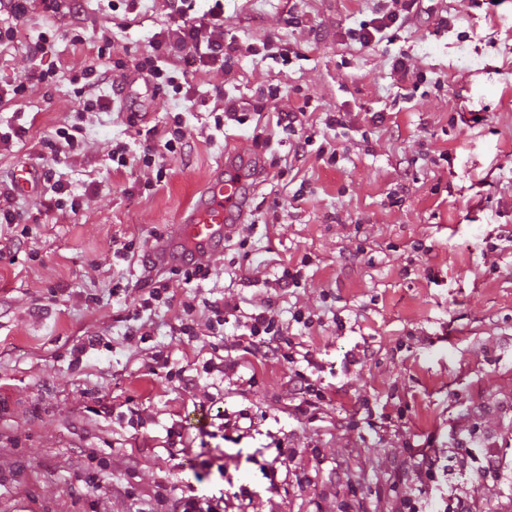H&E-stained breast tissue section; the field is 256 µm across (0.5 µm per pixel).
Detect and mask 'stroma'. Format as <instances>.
Here are the masks:
<instances>
[{"label": "stroma", "mask_w": 512, "mask_h": 512, "mask_svg": "<svg viewBox=\"0 0 512 512\" xmlns=\"http://www.w3.org/2000/svg\"><path fill=\"white\" fill-rule=\"evenodd\" d=\"M377 5L224 0L231 63L190 75V96L178 100L113 68L100 92L121 90L129 111L80 113L72 78L98 65L103 28L123 30L112 58L126 64L148 49L168 0H142L134 13L87 0L80 43L66 20L36 8L0 47L1 85L42 65L57 71L55 84L0 104V125L25 129L0 145V186L19 165H46L82 197L62 212L45 210L40 191L18 195L25 228L0 231V512H161L156 491L184 480L228 512H395L420 492L427 512L454 496L470 512H512V0H422L413 25L360 47L349 33ZM49 30L54 53L30 58V42ZM266 40L289 46L291 61L256 55ZM400 54L403 75L392 69ZM272 85L279 95L264 101ZM225 94L264 102L265 134L251 121L215 130L211 110ZM300 110L306 133L337 159L312 150L281 172L272 159L288 149L271 117ZM172 112L185 120V147L164 153V179L133 164L113 170V142L134 143ZM330 112L343 126H326ZM76 122L81 150L49 155L44 137ZM228 154L261 162L246 220L210 258L209 279L168 275L175 303L152 313L140 341L125 317L154 276L149 249ZM130 240L145 251L113 258ZM287 266L300 270V287H279ZM219 298L235 311L220 336L206 307ZM187 299L192 342L176 333ZM265 307L297 364L226 350L225 337ZM297 310L310 328L292 321ZM159 347L192 386L166 382ZM363 349L364 363L345 368ZM228 355L235 367L204 373L205 361ZM298 369L323 392L303 414ZM200 423L207 434L186 439V453L171 447L169 430ZM282 447L297 454L291 468L279 465ZM487 448L494 473L470 479ZM429 452L437 480L422 489L415 469ZM271 467L273 493L262 476Z\"/></svg>", "instance_id": "obj_1"}]
</instances>
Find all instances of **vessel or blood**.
I'll return each mask as SVG.
<instances>
[{"label": "vessel or blood", "instance_id": "b4317fda", "mask_svg": "<svg viewBox=\"0 0 512 512\" xmlns=\"http://www.w3.org/2000/svg\"><path fill=\"white\" fill-rule=\"evenodd\" d=\"M258 173L259 164L252 157L233 156L221 162L192 210L182 213L177 231L155 246L156 268H167L186 245L203 259L221 249L225 237L245 218L248 182Z\"/></svg>", "mask_w": 512, "mask_h": 512}]
</instances>
